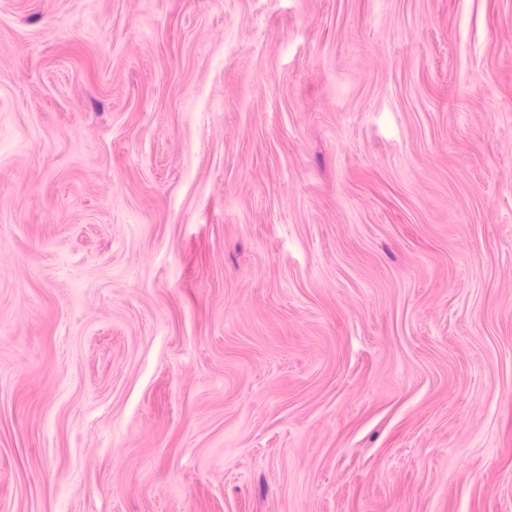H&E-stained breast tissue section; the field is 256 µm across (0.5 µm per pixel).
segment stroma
Wrapping results in <instances>:
<instances>
[{
    "label": "stroma",
    "instance_id": "35a3bbf8",
    "mask_svg": "<svg viewBox=\"0 0 512 512\" xmlns=\"http://www.w3.org/2000/svg\"><path fill=\"white\" fill-rule=\"evenodd\" d=\"M0 512H512V0H0Z\"/></svg>",
    "mask_w": 512,
    "mask_h": 512
}]
</instances>
